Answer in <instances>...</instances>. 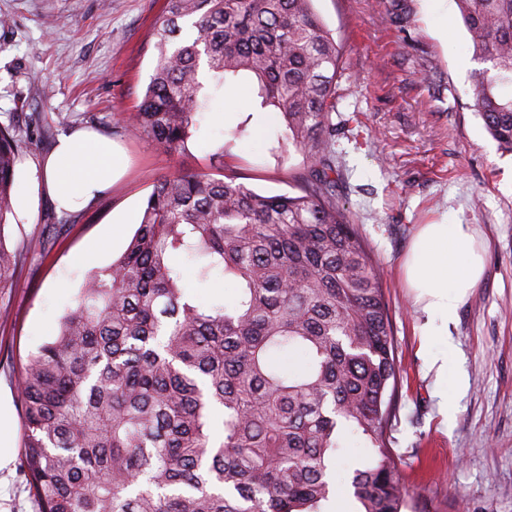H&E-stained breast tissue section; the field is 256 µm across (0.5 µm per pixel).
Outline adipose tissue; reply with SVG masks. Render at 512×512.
<instances>
[{"instance_id":"obj_1","label":"adipose tissue","mask_w":512,"mask_h":512,"mask_svg":"<svg viewBox=\"0 0 512 512\" xmlns=\"http://www.w3.org/2000/svg\"><path fill=\"white\" fill-rule=\"evenodd\" d=\"M120 151L87 130L62 135L43 166L47 194L64 210L87 205L121 176ZM485 244L469 224L422 225L405 262L408 285L426 320L421 332L437 335L484 273Z\"/></svg>"}]
</instances>
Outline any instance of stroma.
<instances>
[{"instance_id": "obj_1", "label": "stroma", "mask_w": 512, "mask_h": 512, "mask_svg": "<svg viewBox=\"0 0 512 512\" xmlns=\"http://www.w3.org/2000/svg\"><path fill=\"white\" fill-rule=\"evenodd\" d=\"M313 0L342 49L336 81L339 200L378 261L400 369L389 428L412 498L407 512H512V154L502 152L472 105L480 66L456 0L438 23L429 0ZM164 0H0V123L28 134L16 177H41L58 138L88 129L121 146L126 172L59 225L62 213L36 194L30 219L10 227V244L32 242L30 261L0 289V512H38L22 463L18 380L27 357L56 335L92 268L125 250L133 223L114 232L116 214L140 216L155 178L176 173L236 174L263 195L297 194L302 158L278 146L277 123L250 126L233 88L196 116L187 151L172 153L133 130V111L152 74L153 29ZM53 121L39 133L37 116ZM224 159H215L218 146ZM472 224L487 243L483 279L443 336H422L425 316L404 264L424 224ZM202 305L230 303L233 282L198 281L176 260ZM447 359L448 377L430 366ZM455 410L439 412L442 392Z\"/></svg>"}]
</instances>
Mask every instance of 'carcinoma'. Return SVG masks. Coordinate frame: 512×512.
<instances>
[{
  "mask_svg": "<svg viewBox=\"0 0 512 512\" xmlns=\"http://www.w3.org/2000/svg\"><path fill=\"white\" fill-rule=\"evenodd\" d=\"M470 35L473 109L512 154V0H456ZM135 129L183 152L213 94L248 76L306 164L301 194L266 196L234 175L154 182L125 251L92 271L59 332L19 380L23 463L40 512H325L349 434L360 512H403L387 445L398 388L381 273L336 198L340 50L311 0H164ZM0 126V288L25 267L11 247L15 166ZM237 291L199 304L176 256ZM304 356L284 370L285 353Z\"/></svg>",
  "mask_w": 512,
  "mask_h": 512,
  "instance_id": "cac0c4a2",
  "label": "carcinoma"
}]
</instances>
